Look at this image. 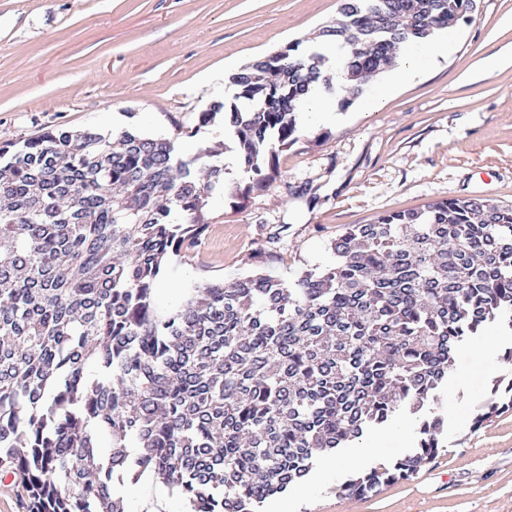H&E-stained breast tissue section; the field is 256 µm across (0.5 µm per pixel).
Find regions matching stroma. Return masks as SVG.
Instances as JSON below:
<instances>
[{
  "instance_id": "stroma-1",
  "label": "stroma",
  "mask_w": 512,
  "mask_h": 512,
  "mask_svg": "<svg viewBox=\"0 0 512 512\" xmlns=\"http://www.w3.org/2000/svg\"><path fill=\"white\" fill-rule=\"evenodd\" d=\"M455 26V48L382 105L340 107L329 126L301 125L278 157L272 181L227 177L209 199V233L191 256H171L156 280L159 312L193 288L264 270L284 281L332 263L330 242L347 225L450 198L512 203V0H476ZM339 0H0V146L49 128L112 132L125 116L143 133L170 139L196 171L235 158V138L210 108L206 73L244 66L299 43L339 19ZM496 70H487L489 59ZM248 189L239 198V189ZM497 330L460 347L441 393L448 446L405 480L377 494H337L349 475L390 464L414 446L419 426L399 414L383 447L343 449L327 472L285 502L292 512H512V410L480 428L472 418L495 378L512 372L485 354Z\"/></svg>"
}]
</instances>
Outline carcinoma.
<instances>
[{"label":"carcinoma","mask_w":512,"mask_h":512,"mask_svg":"<svg viewBox=\"0 0 512 512\" xmlns=\"http://www.w3.org/2000/svg\"><path fill=\"white\" fill-rule=\"evenodd\" d=\"M474 4L340 0L321 36L350 48L342 103L395 66L399 44L469 21ZM326 62L292 44L233 77L254 108L225 119L255 184L297 142ZM2 157L0 476L31 512H124L118 484L145 474L188 512H258L405 411L419 422L411 452L338 486L374 494L445 447L439 392L460 345L488 323L512 331V204L452 198L352 224L323 269L206 283L161 315L155 278L209 231L223 167L202 181L167 139L91 129L49 130ZM505 392L473 427L512 408V380Z\"/></svg>","instance_id":"carcinoma-1"}]
</instances>
